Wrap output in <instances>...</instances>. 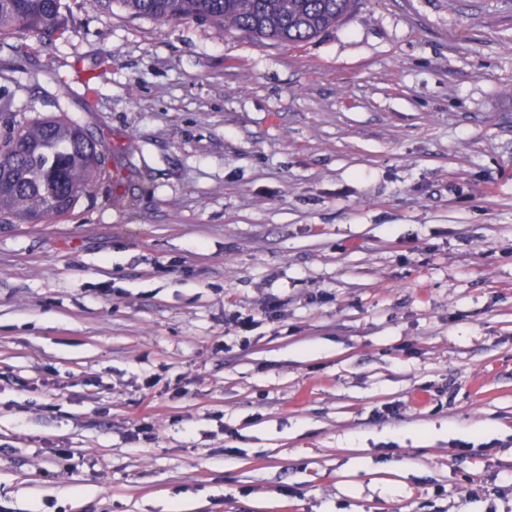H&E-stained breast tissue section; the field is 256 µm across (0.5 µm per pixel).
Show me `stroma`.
I'll list each match as a JSON object with an SVG mask.
<instances>
[{"label":"stroma","instance_id":"35a3bbf8","mask_svg":"<svg viewBox=\"0 0 512 512\" xmlns=\"http://www.w3.org/2000/svg\"><path fill=\"white\" fill-rule=\"evenodd\" d=\"M66 4L0 104L120 179L0 224V512H512V0L297 45Z\"/></svg>","mask_w":512,"mask_h":512}]
</instances>
